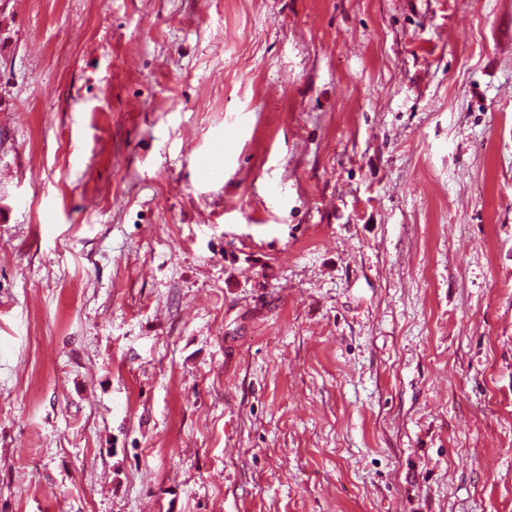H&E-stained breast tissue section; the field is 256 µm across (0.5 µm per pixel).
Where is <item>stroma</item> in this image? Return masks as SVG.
Instances as JSON below:
<instances>
[{"label":"stroma","instance_id":"1","mask_svg":"<svg viewBox=\"0 0 512 512\" xmlns=\"http://www.w3.org/2000/svg\"><path fill=\"white\" fill-rule=\"evenodd\" d=\"M5 22L0 512H512V0Z\"/></svg>","mask_w":512,"mask_h":512}]
</instances>
